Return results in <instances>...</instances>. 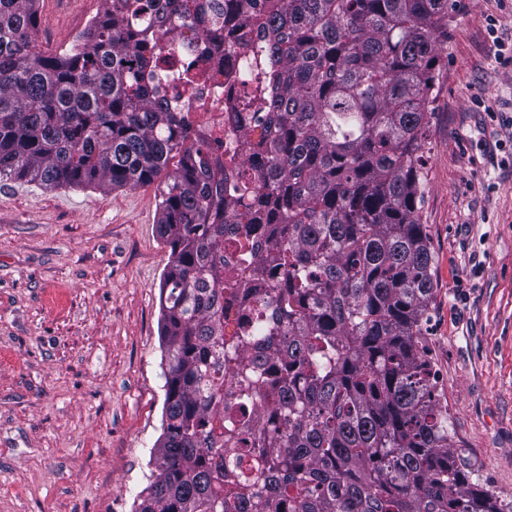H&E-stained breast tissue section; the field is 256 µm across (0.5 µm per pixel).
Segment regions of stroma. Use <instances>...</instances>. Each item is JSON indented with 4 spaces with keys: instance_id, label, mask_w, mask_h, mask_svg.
Segmentation results:
<instances>
[{
    "instance_id": "stroma-1",
    "label": "stroma",
    "mask_w": 512,
    "mask_h": 512,
    "mask_svg": "<svg viewBox=\"0 0 512 512\" xmlns=\"http://www.w3.org/2000/svg\"><path fill=\"white\" fill-rule=\"evenodd\" d=\"M71 49L103 0H39ZM433 91L420 218L424 333L456 450L512 502V0H458ZM159 190L0 181V512H134L162 433Z\"/></svg>"
}]
</instances>
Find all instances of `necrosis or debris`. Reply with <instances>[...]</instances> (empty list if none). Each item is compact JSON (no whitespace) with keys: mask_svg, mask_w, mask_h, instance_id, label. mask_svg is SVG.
Returning <instances> with one entry per match:
<instances>
[{"mask_svg":"<svg viewBox=\"0 0 512 512\" xmlns=\"http://www.w3.org/2000/svg\"><path fill=\"white\" fill-rule=\"evenodd\" d=\"M191 61L201 75L198 85L188 91L178 80L169 79L165 85L169 100L178 105L194 136L211 144L215 160L247 156L260 130L252 122L234 121L233 116L244 76L253 64L251 48L228 32L209 52L197 53Z\"/></svg>","mask_w":512,"mask_h":512,"instance_id":"obj_1","label":"necrosis or debris"}]
</instances>
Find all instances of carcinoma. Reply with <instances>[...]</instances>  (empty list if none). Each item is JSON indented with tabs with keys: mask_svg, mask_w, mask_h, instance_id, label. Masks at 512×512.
<instances>
[{
	"mask_svg": "<svg viewBox=\"0 0 512 512\" xmlns=\"http://www.w3.org/2000/svg\"><path fill=\"white\" fill-rule=\"evenodd\" d=\"M36 2L0 0V179L164 177L165 403L135 512H512L453 452L421 341L422 147L455 0H105L52 55L30 39ZM174 18L258 42L235 118L268 130L221 169L164 97L187 52L152 47Z\"/></svg>",
	"mask_w": 512,
	"mask_h": 512,
	"instance_id": "cac0c4a2",
	"label": "carcinoma"
}]
</instances>
